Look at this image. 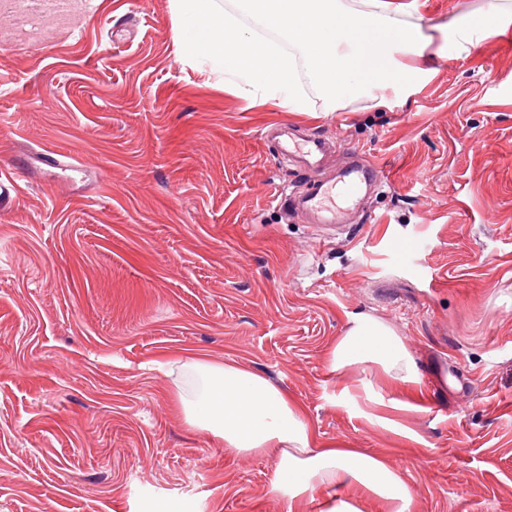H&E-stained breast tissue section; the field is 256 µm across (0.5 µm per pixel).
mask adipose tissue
Returning <instances> with one entry per match:
<instances>
[{
  "mask_svg": "<svg viewBox=\"0 0 512 512\" xmlns=\"http://www.w3.org/2000/svg\"><path fill=\"white\" fill-rule=\"evenodd\" d=\"M499 22V15L483 13L469 23H447L449 53L469 51ZM327 361V377L340 386L342 403L371 424L417 441L398 418L425 411L429 398L407 340L392 323L371 314L349 315ZM172 363L185 378L200 382L196 388L185 380L176 386L187 423L221 440L230 455H275L266 493L287 500L289 512H298L306 498L318 501L319 512H363L369 500L381 512H414L415 496L395 465L348 441L320 440L304 405L263 374L202 357L176 356Z\"/></svg>",
  "mask_w": 512,
  "mask_h": 512,
  "instance_id": "adipose-tissue-1",
  "label": "adipose tissue"
}]
</instances>
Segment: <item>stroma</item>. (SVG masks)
Segmentation results:
<instances>
[{
    "instance_id": "1",
    "label": "stroma",
    "mask_w": 512,
    "mask_h": 512,
    "mask_svg": "<svg viewBox=\"0 0 512 512\" xmlns=\"http://www.w3.org/2000/svg\"><path fill=\"white\" fill-rule=\"evenodd\" d=\"M499 29L423 59L392 109L286 112L181 64L169 0H86L0 41V512H288L270 455L191 428L167 358L266 375L325 440L387 457L415 512H512V0H417L407 25ZM335 142L389 180L326 239L287 211L294 166L265 131ZM60 150L83 171H38ZM406 336L429 409L378 429L325 371L348 315ZM499 22V15L482 13L470 23L450 22L435 26V28L442 30L445 35H448V30L450 31L449 56L468 52L470 47L493 33Z\"/></svg>"
}]
</instances>
